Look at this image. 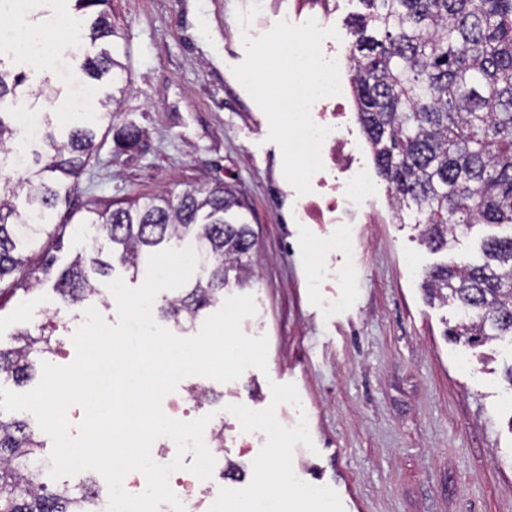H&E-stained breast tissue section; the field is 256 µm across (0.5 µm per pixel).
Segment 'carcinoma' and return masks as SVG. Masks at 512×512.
Masks as SVG:
<instances>
[{
    "label": "carcinoma",
    "mask_w": 512,
    "mask_h": 512,
    "mask_svg": "<svg viewBox=\"0 0 512 512\" xmlns=\"http://www.w3.org/2000/svg\"><path fill=\"white\" fill-rule=\"evenodd\" d=\"M94 14L88 37L109 40L112 0H72ZM354 16L350 70L357 119L372 148L377 172L397 214L416 208L422 243L444 251L475 224L512 227V0H359ZM120 63L107 50L87 57L90 77L117 79ZM25 82L0 69V103L16 100ZM43 115L15 181L0 169V284L24 269V253L49 252L66 225L54 211L70 198L95 144V125L72 129L59 140ZM16 125L0 106V154L14 148ZM133 124L114 130L115 148L133 146ZM246 206L224 183L177 195L145 194L126 201H92L81 223L90 241L85 255L63 270L54 289L71 305L100 294L102 278L119 264L138 269L160 246L195 245L194 284L159 308L178 327L224 295L233 282L248 283L255 238ZM108 247L109 260L102 259ZM484 261H449L430 271L429 297L455 303L463 318L452 335L473 346L512 336V233L482 241ZM59 342L45 329L18 330L0 341V379L25 385L36 362ZM44 444L23 418L0 411V512H91L100 497L91 485L51 487Z\"/></svg>",
    "instance_id": "1"
}]
</instances>
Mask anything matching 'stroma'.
<instances>
[{
    "label": "stroma",
    "instance_id": "1",
    "mask_svg": "<svg viewBox=\"0 0 512 512\" xmlns=\"http://www.w3.org/2000/svg\"><path fill=\"white\" fill-rule=\"evenodd\" d=\"M251 0H112L115 58L127 90L116 125L135 124L133 148L114 149L107 123L71 192L73 210L87 201L126 200L165 189L222 182L249 207L256 237L252 278L225 296L253 295L256 315L241 324L268 339L267 372L247 369L236 386L208 380L220 413L228 389L247 401L284 409L297 396L309 421L308 452L288 461L298 489L310 471L342 479L360 512H512V338L473 348L448 331L455 305L430 301L423 283L449 260L479 263L492 226L459 235L451 252L420 242L421 225L400 223L387 195L363 224L349 225L348 249L324 251L311 224H293L297 192L285 179L269 122L237 80L245 58L236 12ZM0 68L24 74L20 103L50 72L0 48ZM53 279L0 294V337L54 324L61 346L49 363L75 358L72 336L84 306H65ZM271 451L217 454L214 478L230 472V512L248 503Z\"/></svg>",
    "mask_w": 512,
    "mask_h": 512
}]
</instances>
